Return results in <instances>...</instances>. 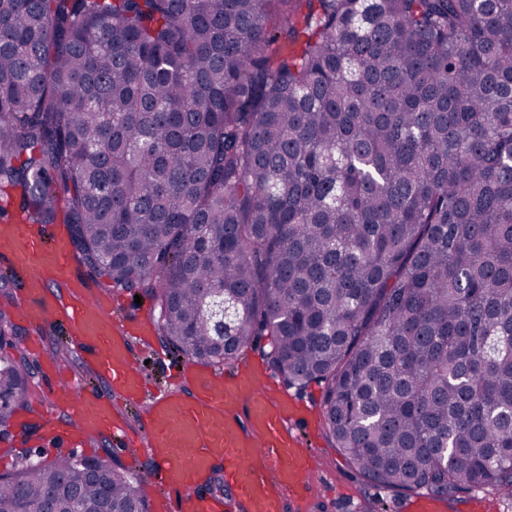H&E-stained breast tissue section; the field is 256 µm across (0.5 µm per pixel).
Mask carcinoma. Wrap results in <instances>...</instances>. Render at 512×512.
<instances>
[{
	"label": "carcinoma",
	"mask_w": 512,
	"mask_h": 512,
	"mask_svg": "<svg viewBox=\"0 0 512 512\" xmlns=\"http://www.w3.org/2000/svg\"><path fill=\"white\" fill-rule=\"evenodd\" d=\"M11 189L176 357L269 338L368 482L512 493V0H0ZM36 386L0 310L1 433ZM52 498L149 512L107 448L0 473Z\"/></svg>",
	"instance_id": "cac0c4a2"
}]
</instances>
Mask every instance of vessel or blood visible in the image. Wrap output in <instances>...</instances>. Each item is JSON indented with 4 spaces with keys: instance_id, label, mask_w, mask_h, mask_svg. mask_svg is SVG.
Returning <instances> with one entry per match:
<instances>
[{
    "instance_id": "1",
    "label": "vessel or blood",
    "mask_w": 512,
    "mask_h": 512,
    "mask_svg": "<svg viewBox=\"0 0 512 512\" xmlns=\"http://www.w3.org/2000/svg\"><path fill=\"white\" fill-rule=\"evenodd\" d=\"M0 258L10 270L29 273V322L64 328L96 383L51 380L54 408L73 418L67 430L46 419L45 433L59 443L105 437L125 442L130 452L145 448V481L162 483L155 512H223L221 498L205 493V483L222 471L237 492L243 512H285L310 490L307 453L298 437L300 421L287 400L267 394L262 369L223 374L185 363L170 387L151 390L133 365V342H150L151 327H131L113 318L111 308L75 278V257L54 225L0 221ZM145 405L142 435H129L117 402Z\"/></svg>"
}]
</instances>
